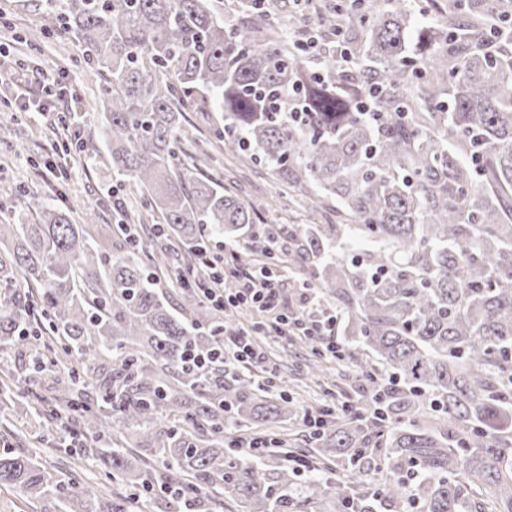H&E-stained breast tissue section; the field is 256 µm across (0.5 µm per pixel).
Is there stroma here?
I'll return each mask as SVG.
<instances>
[{
	"label": "stroma",
	"mask_w": 512,
	"mask_h": 512,
	"mask_svg": "<svg viewBox=\"0 0 512 512\" xmlns=\"http://www.w3.org/2000/svg\"><path fill=\"white\" fill-rule=\"evenodd\" d=\"M0 17L10 20L11 29H0V47L9 51L16 65L13 72L0 75V81L25 78L32 99H40L46 76L65 73L67 84L77 89L76 96L50 99V111L0 112V209L21 212L24 221L33 223L41 208L61 207L74 215L91 206L98 207L101 235H109L117 208H129L137 198L129 183L120 181L112 161L99 140L104 106L98 98V85L90 80L80 61L83 50L75 38L51 37L31 47L21 41L27 29L53 21L48 0H0ZM79 137L80 150L71 153L68 180L57 182L43 177L45 163L54 161L58 143L68 135ZM213 166L224 185L258 211L261 221L280 224L311 222L301 197L282 198L275 171L248 162L227 158L212 148ZM272 368L291 375L302 366L307 351L299 337L265 335L260 339Z\"/></svg>",
	"instance_id": "stroma-1"
}]
</instances>
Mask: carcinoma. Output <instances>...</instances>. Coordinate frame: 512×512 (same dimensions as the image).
Masks as SVG:
<instances>
[{
  "label": "carcinoma",
  "instance_id": "carcinoma-1",
  "mask_svg": "<svg viewBox=\"0 0 512 512\" xmlns=\"http://www.w3.org/2000/svg\"><path fill=\"white\" fill-rule=\"evenodd\" d=\"M61 0L59 35L82 41L99 81V138L112 170L163 223L147 242L128 224L106 243L46 208L0 224V417H38L42 437L84 446L91 485L52 462L57 449L0 448V491L19 512H142L132 491H160L164 512H512V0H425L418 22L366 0L318 6L316 34L336 54L313 61L271 19L277 0ZM218 112L224 152L271 167L307 209L334 224L285 230L288 262L347 315L343 355L363 346L391 379L385 412L341 418L313 446L257 460L230 439L287 428V392L225 378L228 314L186 285L215 237L256 224L215 176L178 163L185 112ZM307 374L325 373L308 341ZM195 355L202 368L187 362ZM65 378L51 397L24 388ZM311 474L298 483L297 462ZM339 464L346 482L329 476Z\"/></svg>",
  "mask_w": 512,
  "mask_h": 512
}]
</instances>
